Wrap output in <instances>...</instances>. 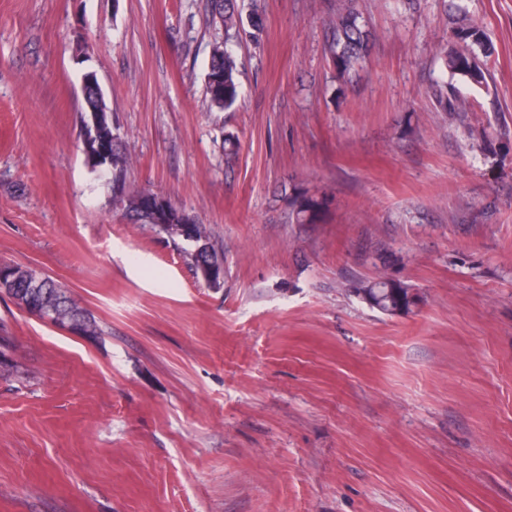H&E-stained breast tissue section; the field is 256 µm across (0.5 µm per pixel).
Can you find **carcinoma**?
Here are the masks:
<instances>
[{
    "instance_id": "obj_1",
    "label": "carcinoma",
    "mask_w": 512,
    "mask_h": 512,
    "mask_svg": "<svg viewBox=\"0 0 512 512\" xmlns=\"http://www.w3.org/2000/svg\"><path fill=\"white\" fill-rule=\"evenodd\" d=\"M237 0H220L215 4L224 22V45L213 48L207 73L206 90L213 106L226 110L231 108L239 96L238 62L229 44L252 28L249 36L259 39L263 30L262 18L258 8H253L248 21H243L238 11ZM332 29V38L327 42L325 51L332 60L336 71L345 76L361 60L368 46L369 34L360 16L350 6V0H345L343 7L338 9L336 16L328 20ZM487 54L483 31L472 22L462 17L452 30L448 47L440 50V59L445 70L472 87L489 88L491 73L483 55ZM432 96L435 108L439 112H451L460 117L473 111L472 103L460 94L454 86L437 84L433 87ZM99 141L112 148V199L118 202L124 213L131 220L148 223L146 207L150 191H136L127 184V173L134 164L132 152L123 145L119 138L112 133V123L108 120L99 124L92 134V141L87 144V159L89 166L95 167L96 156L94 142ZM323 201L306 194L296 195L292 201L293 214L296 223L306 224L312 221L322 207ZM173 243L181 246L194 272L200 271L203 263L221 265L224 257L215 246H210L206 255L196 252V244L190 239L174 237ZM380 267L376 268L375 276L370 280L359 282L353 292L360 299H368L369 307L385 315L409 314L418 305L417 294L404 282L392 278L387 268L396 261L392 253L383 252L378 255ZM14 281L3 280L0 292L12 298L18 305L32 313L39 310L52 312V322L62 328L74 320H82L88 328V334L99 333V326L91 315L70 299L62 286L54 280L37 274L34 270L16 265Z\"/></svg>"
}]
</instances>
